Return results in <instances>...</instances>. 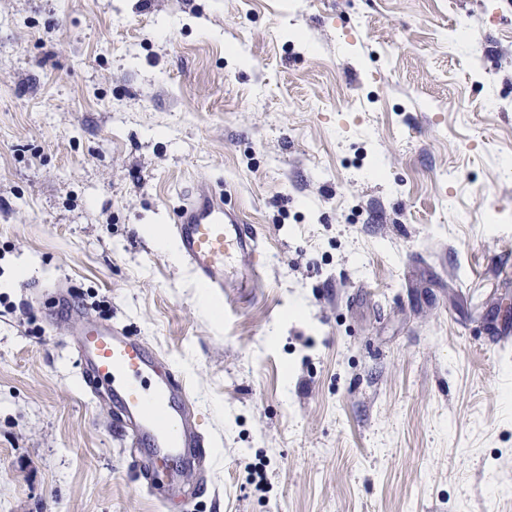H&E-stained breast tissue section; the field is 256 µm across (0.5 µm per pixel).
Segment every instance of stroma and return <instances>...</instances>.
Returning a JSON list of instances; mask_svg holds the SVG:
<instances>
[{"label": "stroma", "instance_id": "obj_1", "mask_svg": "<svg viewBox=\"0 0 512 512\" xmlns=\"http://www.w3.org/2000/svg\"><path fill=\"white\" fill-rule=\"evenodd\" d=\"M261 239L203 288L198 184ZM183 381L158 500L57 290ZM512 0H0V512H512Z\"/></svg>", "mask_w": 512, "mask_h": 512}]
</instances>
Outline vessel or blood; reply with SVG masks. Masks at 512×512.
<instances>
[{
    "label": "vessel or blood",
    "mask_w": 512,
    "mask_h": 512,
    "mask_svg": "<svg viewBox=\"0 0 512 512\" xmlns=\"http://www.w3.org/2000/svg\"><path fill=\"white\" fill-rule=\"evenodd\" d=\"M173 232L180 255L210 291H222L231 281L253 287L257 267L242 272L237 261L256 258L260 236L225 208L223 197L198 186L177 207ZM76 342L90 383L132 427L137 443L150 449L152 474L172 461L194 464L204 436L188 395L146 345L94 318L80 320Z\"/></svg>",
    "instance_id": "obj_1"
}]
</instances>
